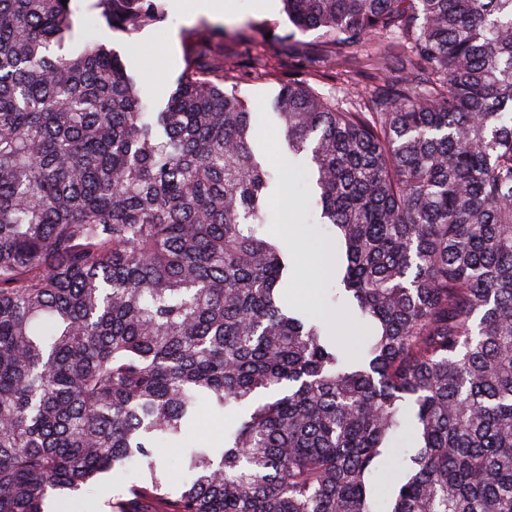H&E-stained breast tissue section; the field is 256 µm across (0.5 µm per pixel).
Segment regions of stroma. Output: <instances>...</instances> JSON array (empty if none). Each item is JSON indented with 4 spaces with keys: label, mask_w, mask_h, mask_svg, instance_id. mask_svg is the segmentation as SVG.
Returning a JSON list of instances; mask_svg holds the SVG:
<instances>
[{
    "label": "stroma",
    "mask_w": 512,
    "mask_h": 512,
    "mask_svg": "<svg viewBox=\"0 0 512 512\" xmlns=\"http://www.w3.org/2000/svg\"><path fill=\"white\" fill-rule=\"evenodd\" d=\"M92 2L79 0L66 50L93 39L116 51L136 73L149 104L167 100L182 75L189 49H204L237 64L238 70L227 87L258 114V139L272 162L279 203L295 204L297 237L311 247L331 251L334 238L317 223L312 186L289 155L281 125L268 116L278 93L269 75L292 73L316 81L323 94L342 100L368 93L373 85L398 81L399 66L382 64L370 45L354 56L324 54L316 30L284 39L290 23L282 0H274L271 10L265 12L256 9L255 0H234L232 13L219 18L194 13L191 0H163L160 19L132 34L113 29ZM331 288L328 278L311 281L298 274L290 294L302 300L311 316L343 331L348 321L333 303Z\"/></svg>",
    "instance_id": "1"
}]
</instances>
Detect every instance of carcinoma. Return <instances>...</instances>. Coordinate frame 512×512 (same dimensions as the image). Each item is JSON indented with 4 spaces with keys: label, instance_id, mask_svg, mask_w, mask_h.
<instances>
[{
    "label": "carcinoma",
    "instance_id": "obj_1",
    "mask_svg": "<svg viewBox=\"0 0 512 512\" xmlns=\"http://www.w3.org/2000/svg\"><path fill=\"white\" fill-rule=\"evenodd\" d=\"M74 2L0 0V512L132 469L109 512H512V0H284L285 39L406 47L344 104L279 79L345 335L288 297L224 60L155 112L115 52L51 50ZM204 410L224 440L184 445Z\"/></svg>",
    "mask_w": 512,
    "mask_h": 512
}]
</instances>
